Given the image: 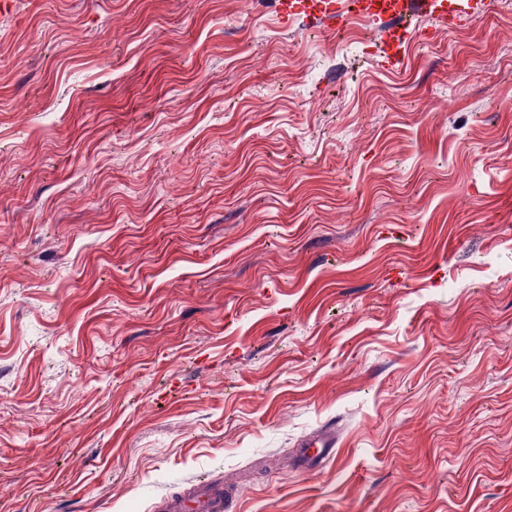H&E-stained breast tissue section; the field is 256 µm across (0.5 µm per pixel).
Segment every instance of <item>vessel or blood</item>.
<instances>
[{"mask_svg":"<svg viewBox=\"0 0 512 512\" xmlns=\"http://www.w3.org/2000/svg\"><path fill=\"white\" fill-rule=\"evenodd\" d=\"M286 15H319L331 22H341L357 16H374L388 21L386 37L392 45H400L406 28L402 23L406 14L420 17L444 18L457 11L451 0H282ZM336 436L323 432L308 443L300 458L302 464L324 459L332 455ZM231 487L223 482L203 479L193 486L191 495L164 499L158 512H227Z\"/></svg>","mask_w":512,"mask_h":512,"instance_id":"b4317fda","label":"vessel or blood"}]
</instances>
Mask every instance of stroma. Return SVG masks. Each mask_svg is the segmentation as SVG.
Masks as SVG:
<instances>
[{"instance_id":"obj_1","label":"stroma","mask_w":512,"mask_h":512,"mask_svg":"<svg viewBox=\"0 0 512 512\" xmlns=\"http://www.w3.org/2000/svg\"><path fill=\"white\" fill-rule=\"evenodd\" d=\"M279 2L0 0V512H512V0ZM456 5V6H453ZM285 15H320L333 24L357 16H374L385 21H400L407 13L420 17L435 16L450 19L460 5L446 0H284ZM336 447V436L332 432H323L315 440L306 445V449L301 452L300 466H306L314 460H321L332 455ZM233 488L224 485V481L203 479L193 486L188 497H170L164 499L158 512H224L228 511L229 496Z\"/></svg>"}]
</instances>
